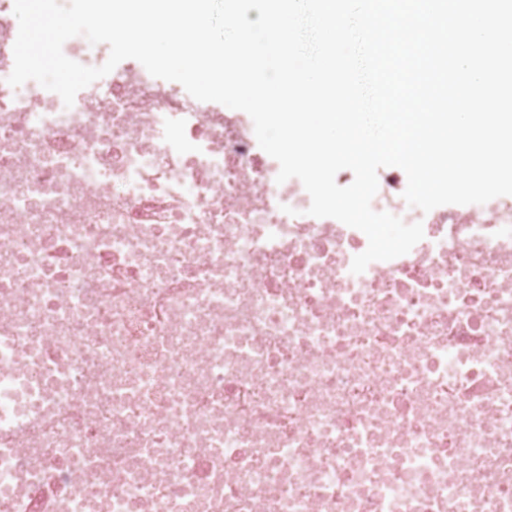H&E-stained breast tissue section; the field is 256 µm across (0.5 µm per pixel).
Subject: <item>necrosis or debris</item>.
<instances>
[{
  "label": "necrosis or debris",
  "mask_w": 512,
  "mask_h": 512,
  "mask_svg": "<svg viewBox=\"0 0 512 512\" xmlns=\"http://www.w3.org/2000/svg\"><path fill=\"white\" fill-rule=\"evenodd\" d=\"M0 0V512H512V201L351 271L246 118L133 59L11 87Z\"/></svg>",
  "instance_id": "4bbe7bcc"
}]
</instances>
